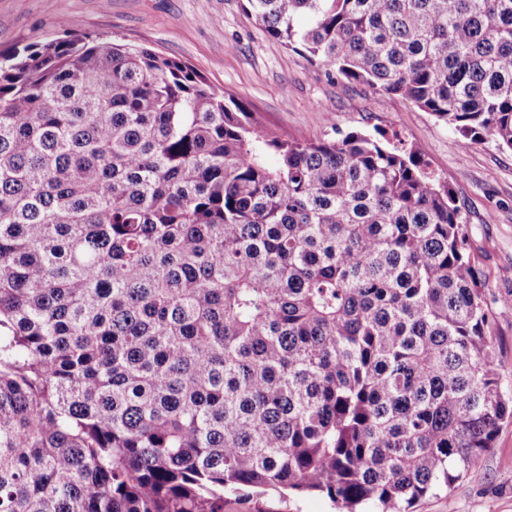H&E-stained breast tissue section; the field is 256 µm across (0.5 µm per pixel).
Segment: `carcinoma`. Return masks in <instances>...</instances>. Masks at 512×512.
Instances as JSON below:
<instances>
[{"label":"carcinoma","instance_id":"carcinoma-1","mask_svg":"<svg viewBox=\"0 0 512 512\" xmlns=\"http://www.w3.org/2000/svg\"><path fill=\"white\" fill-rule=\"evenodd\" d=\"M245 9L512 149V0ZM59 30L0 53V512H224L246 489L410 512L474 474L512 399L448 184Z\"/></svg>","mask_w":512,"mask_h":512}]
</instances>
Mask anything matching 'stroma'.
<instances>
[{"label":"stroma","instance_id":"stroma-1","mask_svg":"<svg viewBox=\"0 0 512 512\" xmlns=\"http://www.w3.org/2000/svg\"><path fill=\"white\" fill-rule=\"evenodd\" d=\"M245 0H0V51L55 36L60 18L100 41L145 46L200 70L276 132L315 141L336 133L398 138L453 190L479 258L501 387L512 396V150L491 138L455 145V129L416 105L328 73L269 38ZM416 512H512V423L474 477L426 496ZM224 512H336L319 494L228 496Z\"/></svg>","mask_w":512,"mask_h":512}]
</instances>
